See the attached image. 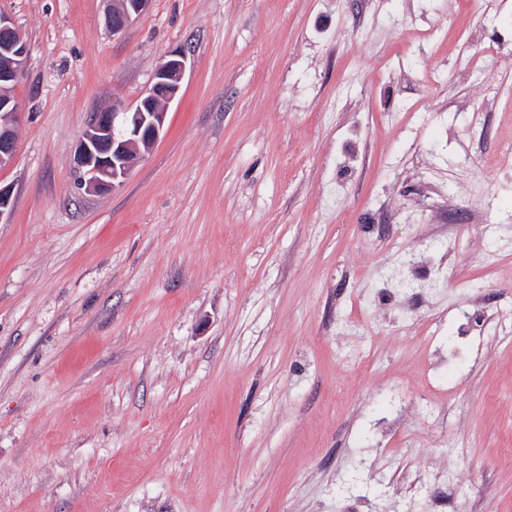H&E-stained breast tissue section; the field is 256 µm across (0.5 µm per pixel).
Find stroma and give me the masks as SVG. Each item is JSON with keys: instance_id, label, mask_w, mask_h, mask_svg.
<instances>
[{"instance_id": "1", "label": "stroma", "mask_w": 512, "mask_h": 512, "mask_svg": "<svg viewBox=\"0 0 512 512\" xmlns=\"http://www.w3.org/2000/svg\"><path fill=\"white\" fill-rule=\"evenodd\" d=\"M0 0L28 55L0 221V512H512V0ZM189 54L146 160L91 113ZM434 250L438 284L381 290ZM467 345L463 359L434 353ZM371 484L338 496L352 461ZM151 0H113L112 10L107 16V25L112 33H119L149 7ZM187 61L184 50H172L135 104L116 101L91 115L73 155L89 192L113 190L146 159L164 130L167 106L180 92Z\"/></svg>"}]
</instances>
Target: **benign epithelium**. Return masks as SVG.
I'll list each match as a JSON object with an SVG mask.
<instances>
[{
  "mask_svg": "<svg viewBox=\"0 0 512 512\" xmlns=\"http://www.w3.org/2000/svg\"><path fill=\"white\" fill-rule=\"evenodd\" d=\"M151 0H112L107 25L119 33L149 7ZM27 44L10 19L0 13V168L8 166L18 150L16 125L21 112L9 93L24 71ZM187 54L171 51L155 71L154 82L135 104L121 101L91 115L73 155L90 192H104L124 182L151 152L164 130L167 106L181 89Z\"/></svg>",
  "mask_w": 512,
  "mask_h": 512,
  "instance_id": "obj_1",
  "label": "benign epithelium"
}]
</instances>
